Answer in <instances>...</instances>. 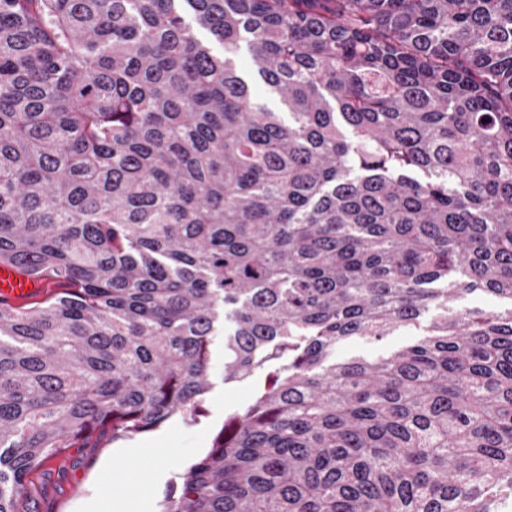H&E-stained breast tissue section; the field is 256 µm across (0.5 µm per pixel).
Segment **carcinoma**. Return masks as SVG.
<instances>
[{"instance_id": "cac0c4a2", "label": "carcinoma", "mask_w": 512, "mask_h": 512, "mask_svg": "<svg viewBox=\"0 0 512 512\" xmlns=\"http://www.w3.org/2000/svg\"><path fill=\"white\" fill-rule=\"evenodd\" d=\"M0 264L62 285L0 301V512L196 417L221 319L288 366L161 512H498L512 308L451 303L512 302V0H0ZM236 68L238 71L245 77L250 80V86L252 88L253 94L259 99L263 104H265L268 108L277 111V112H285L283 110V106L281 105L279 98L271 93L264 83L257 79L253 74V67L251 63V58L247 47L243 44L240 50L237 53L235 59ZM458 308H482L497 311H507L510 302L507 299L497 298L490 295L468 296L454 303ZM434 312L426 314L418 324L398 328L392 336L382 341H372L366 338H351L336 344L329 355V362H341L353 357H363L368 360L396 351L405 345L425 337Z\"/></svg>"}]
</instances>
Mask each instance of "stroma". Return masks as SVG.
<instances>
[{
  "label": "stroma",
  "mask_w": 512,
  "mask_h": 512,
  "mask_svg": "<svg viewBox=\"0 0 512 512\" xmlns=\"http://www.w3.org/2000/svg\"><path fill=\"white\" fill-rule=\"evenodd\" d=\"M430 317L398 328L380 341L351 338L336 345L330 361L368 360L398 350L426 335ZM278 362L256 367L242 380L224 378V339L211 348V387L193 419L175 417L163 427L128 440H104L99 447L71 451L47 467L35 497V512H87L98 499L104 512H160L161 503L182 470L204 455L230 414L247 407L269 385Z\"/></svg>",
  "instance_id": "1"
}]
</instances>
